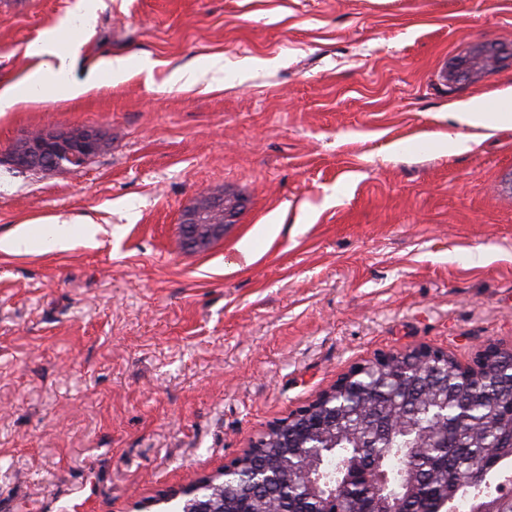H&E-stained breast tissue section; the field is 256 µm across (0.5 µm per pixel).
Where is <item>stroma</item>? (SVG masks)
Masks as SVG:
<instances>
[{
  "instance_id": "1",
  "label": "stroma",
  "mask_w": 512,
  "mask_h": 512,
  "mask_svg": "<svg viewBox=\"0 0 512 512\" xmlns=\"http://www.w3.org/2000/svg\"><path fill=\"white\" fill-rule=\"evenodd\" d=\"M62 18L89 21L76 80L129 66L0 116V156L47 125L112 139L79 169L0 163V237L71 225L0 250V512H165L376 353L512 349V129L430 145L450 103L512 86V0H0V85ZM221 187L236 223L181 247ZM242 210L240 198L228 201L226 192L202 194L183 211L180 218V238L190 250L203 251L224 237ZM41 242L27 231L19 232L18 229L10 236L0 238V250L21 251L39 247Z\"/></svg>"
}]
</instances>
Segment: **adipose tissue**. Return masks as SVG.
<instances>
[{"label": "adipose tissue", "instance_id": "ef3b65f1", "mask_svg": "<svg viewBox=\"0 0 512 512\" xmlns=\"http://www.w3.org/2000/svg\"><path fill=\"white\" fill-rule=\"evenodd\" d=\"M82 45V38L76 34L62 44L52 38L41 40L32 49L39 60L32 72L20 82L0 87V116L20 105L77 98L97 88L101 76L113 77L126 71L125 59L105 57L93 66L85 81L75 80L72 68ZM451 109L454 119L465 126L466 131L442 136L437 146L448 154L457 155L470 151L478 138L512 128V87L452 103Z\"/></svg>", "mask_w": 512, "mask_h": 512}]
</instances>
